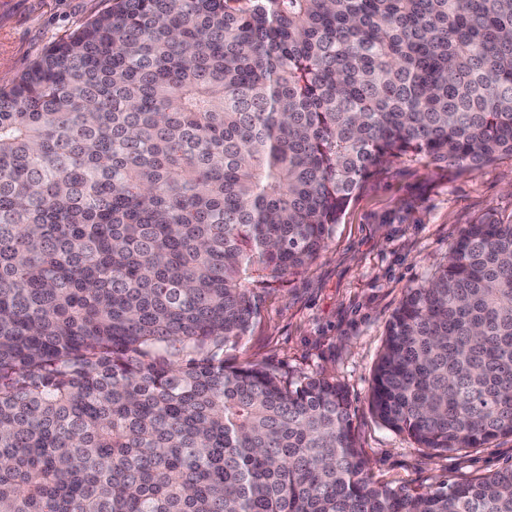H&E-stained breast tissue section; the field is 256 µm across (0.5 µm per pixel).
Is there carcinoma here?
I'll return each instance as SVG.
<instances>
[{"label": "carcinoma", "instance_id": "carcinoma-1", "mask_svg": "<svg viewBox=\"0 0 512 512\" xmlns=\"http://www.w3.org/2000/svg\"><path fill=\"white\" fill-rule=\"evenodd\" d=\"M0 86V512H512L379 484L346 390L228 366L380 166L512 154V0H108ZM371 408L512 435V223L407 290Z\"/></svg>", "mask_w": 512, "mask_h": 512}]
</instances>
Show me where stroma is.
<instances>
[{"instance_id":"35a3bbf8","label":"stroma","mask_w":512,"mask_h":512,"mask_svg":"<svg viewBox=\"0 0 512 512\" xmlns=\"http://www.w3.org/2000/svg\"><path fill=\"white\" fill-rule=\"evenodd\" d=\"M104 0H0V84L99 12ZM512 221V155L476 171L395 159L354 194L325 249L265 289L248 334L224 347L229 365L257 362L291 379L323 374L347 390L357 443L374 481L426 491L512 465V436L437 452L382 424L369 397L387 324L407 288L448 261L461 228Z\"/></svg>"}]
</instances>
